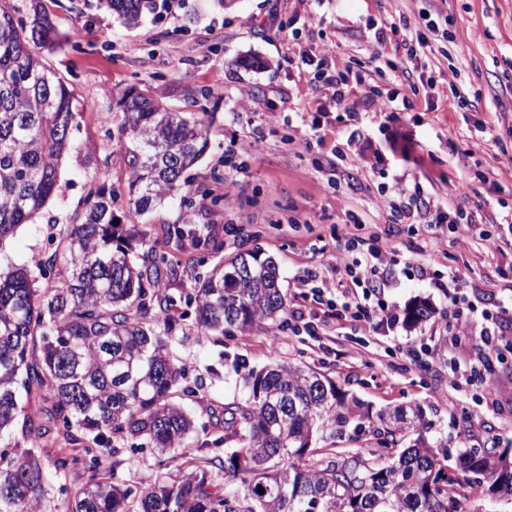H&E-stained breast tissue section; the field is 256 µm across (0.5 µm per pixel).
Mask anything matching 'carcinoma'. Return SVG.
Wrapping results in <instances>:
<instances>
[{
  "mask_svg": "<svg viewBox=\"0 0 512 512\" xmlns=\"http://www.w3.org/2000/svg\"><path fill=\"white\" fill-rule=\"evenodd\" d=\"M106 5L128 25L152 8L150 0ZM55 45L39 5L28 24L0 6V243L56 194L73 146L74 93L38 56ZM118 105L119 132L132 142L121 156L129 223H114L115 196L97 189L59 232L53 285L35 287L26 267L0 274V436L18 430L25 443L0 451V512H41L48 469L59 477L86 459L90 476L66 512H460L451 487L463 481L512 501L507 450L466 448L450 474L424 436L421 407L374 412L325 374L287 362L250 372L246 393L224 404L228 448L210 449V463L233 485L217 486L206 468L153 474L135 486L118 476V460L99 469L110 437L145 439L160 468L172 452H195L184 447L194 420L171 401L186 370L164 340L187 319L181 298L161 290L179 262L156 253L139 265L133 256L139 221L187 185L182 175L207 149L208 129L136 90ZM187 301L199 336L288 326L279 268L258 249L228 255ZM434 313L418 300L405 318L417 326ZM55 428L70 448L51 456L43 442ZM347 442L364 447L353 452Z\"/></svg>",
  "mask_w": 512,
  "mask_h": 512,
  "instance_id": "obj_1",
  "label": "carcinoma"
}]
</instances>
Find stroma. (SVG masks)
Masks as SVG:
<instances>
[{
	"label": "stroma",
	"instance_id": "obj_1",
	"mask_svg": "<svg viewBox=\"0 0 512 512\" xmlns=\"http://www.w3.org/2000/svg\"><path fill=\"white\" fill-rule=\"evenodd\" d=\"M61 46L41 51L42 62L70 85L78 100L72 150L59 188L33 223L0 245V263L37 269L55 250L54 228L72 223L91 189L116 195L115 215L125 220L128 174L119 158L127 142L117 134L116 100L128 87L161 99L187 117L204 121L209 146L187 171L190 188L211 190L204 211L168 199L141 224L140 256L158 251L179 260L178 277L165 291L190 293L199 276L235 250L261 248L280 270L287 297L307 274L325 275L331 252L343 245L352 220L360 234H377L384 250L414 258L416 269L394 266L384 300L397 311L416 300L435 315L419 326L399 322L381 332L345 322L310 336L276 341L262 329L217 343L205 337H168L186 365L188 381L201 385L199 400L183 404L196 422L186 441L205 466L216 447L226 402L241 397L250 370L288 361L319 371L344 391L379 409L418 405L430 424L427 440L455 467L470 439L512 434V364L494 363L497 404L474 408V388L464 365L475 357L460 346L450 371L437 353L409 364L419 339L445 335L450 314L451 268L470 263L467 291L478 310L498 313L512 305V228L496 223L500 204L512 206V0H183L177 16L162 8L123 24L102 0H42ZM417 18L414 31L428 50L406 58L400 16ZM463 31L469 47L457 58L449 30ZM324 54L323 74L303 61ZM257 58L259 67L245 66ZM410 61L415 73L434 75L397 119L365 96L393 89L394 65ZM350 68L345 101L334 106L332 82ZM475 95L456 110L450 91ZM318 128L309 150L294 147L304 124ZM365 163L353 170L341 150L346 132ZM470 177L474 193L461 208L491 240L467 244L444 237L431 255L417 254V237H430L425 211L451 199L450 180ZM396 188L409 220L392 223L381 192ZM192 224L209 246L178 244L173 226Z\"/></svg>",
	"mask_w": 512,
	"mask_h": 512
}]
</instances>
